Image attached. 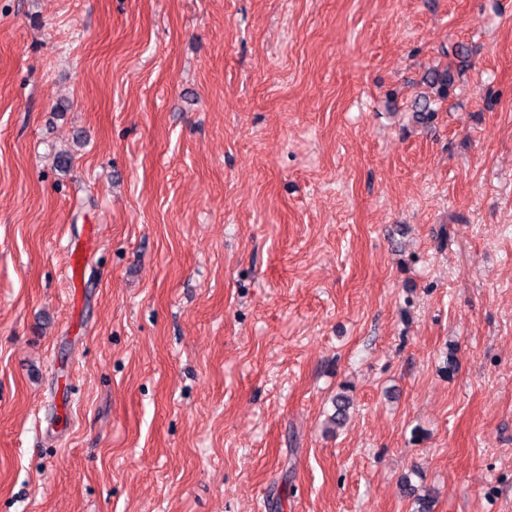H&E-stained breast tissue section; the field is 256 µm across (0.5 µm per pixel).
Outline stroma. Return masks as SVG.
Returning a JSON list of instances; mask_svg holds the SVG:
<instances>
[{
    "mask_svg": "<svg viewBox=\"0 0 512 512\" xmlns=\"http://www.w3.org/2000/svg\"><path fill=\"white\" fill-rule=\"evenodd\" d=\"M422 498L512 512V0H0V512Z\"/></svg>",
    "mask_w": 512,
    "mask_h": 512,
    "instance_id": "stroma-1",
    "label": "stroma"
}]
</instances>
